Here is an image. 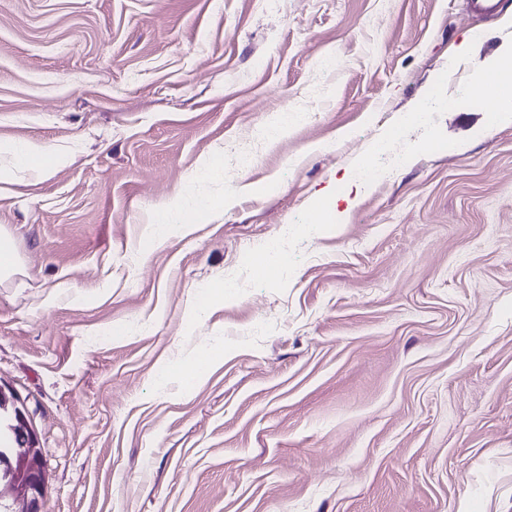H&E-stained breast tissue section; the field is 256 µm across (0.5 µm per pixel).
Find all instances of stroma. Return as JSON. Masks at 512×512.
<instances>
[{"instance_id":"1","label":"stroma","mask_w":512,"mask_h":512,"mask_svg":"<svg viewBox=\"0 0 512 512\" xmlns=\"http://www.w3.org/2000/svg\"><path fill=\"white\" fill-rule=\"evenodd\" d=\"M511 42L512 0H0V143L59 157L0 182L42 512H512V124L458 101Z\"/></svg>"}]
</instances>
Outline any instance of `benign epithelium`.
I'll return each mask as SVG.
<instances>
[{
	"mask_svg": "<svg viewBox=\"0 0 512 512\" xmlns=\"http://www.w3.org/2000/svg\"><path fill=\"white\" fill-rule=\"evenodd\" d=\"M9 428L17 440V451L7 459L10 479L0 488V507L7 512H40L46 492V461L35 433L17 408Z\"/></svg>",
	"mask_w": 512,
	"mask_h": 512,
	"instance_id": "obj_1",
	"label": "benign epithelium"
}]
</instances>
